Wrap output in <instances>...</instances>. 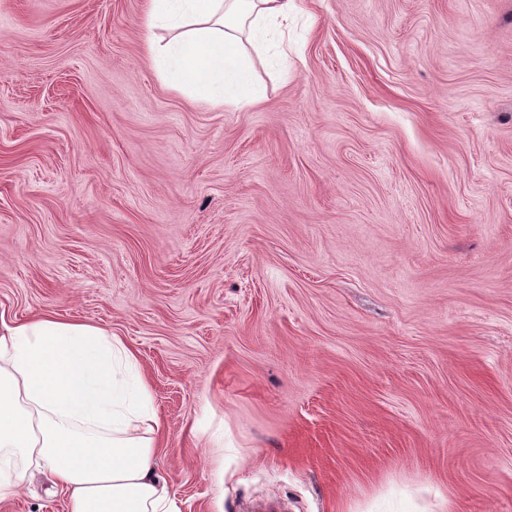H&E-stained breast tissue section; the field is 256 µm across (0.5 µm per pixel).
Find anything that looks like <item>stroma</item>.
<instances>
[{"mask_svg":"<svg viewBox=\"0 0 512 512\" xmlns=\"http://www.w3.org/2000/svg\"><path fill=\"white\" fill-rule=\"evenodd\" d=\"M296 5L239 110L147 0H0V310L135 353L180 512H512V0Z\"/></svg>","mask_w":512,"mask_h":512,"instance_id":"stroma-1","label":"stroma"}]
</instances>
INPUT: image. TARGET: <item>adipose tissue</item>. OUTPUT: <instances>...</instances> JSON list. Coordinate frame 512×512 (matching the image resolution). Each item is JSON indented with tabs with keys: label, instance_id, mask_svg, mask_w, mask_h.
<instances>
[{
	"label": "adipose tissue",
	"instance_id": "adipose-tissue-1",
	"mask_svg": "<svg viewBox=\"0 0 512 512\" xmlns=\"http://www.w3.org/2000/svg\"><path fill=\"white\" fill-rule=\"evenodd\" d=\"M295 0H150L148 51L170 85L214 105L258 104L253 54ZM160 420L135 354L106 330L52 313L0 312V489L48 468L67 512H179L155 469Z\"/></svg>",
	"mask_w": 512,
	"mask_h": 512
}]
</instances>
